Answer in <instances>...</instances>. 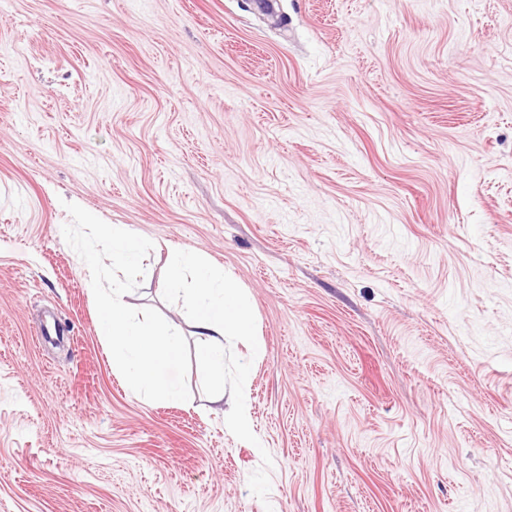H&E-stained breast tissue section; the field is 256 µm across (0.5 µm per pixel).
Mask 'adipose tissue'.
<instances>
[{
	"mask_svg": "<svg viewBox=\"0 0 512 512\" xmlns=\"http://www.w3.org/2000/svg\"><path fill=\"white\" fill-rule=\"evenodd\" d=\"M166 285L181 296L193 315V329L208 374L211 401L224 406V423L238 438L258 445L249 407L244 395L224 394V340L230 336H247L251 350L264 344L252 336L251 308L240 290L224 275L216 273L206 259L195 253L173 248L169 251Z\"/></svg>",
	"mask_w": 512,
	"mask_h": 512,
	"instance_id": "1",
	"label": "adipose tissue"
}]
</instances>
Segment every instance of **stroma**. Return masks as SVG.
Returning <instances> with one entry per match:
<instances>
[{
  "label": "stroma",
  "mask_w": 512,
  "mask_h": 512,
  "mask_svg": "<svg viewBox=\"0 0 512 512\" xmlns=\"http://www.w3.org/2000/svg\"><path fill=\"white\" fill-rule=\"evenodd\" d=\"M69 202L242 289L261 448L125 387ZM0 512H512V0H0Z\"/></svg>",
  "instance_id": "stroma-1"
}]
</instances>
